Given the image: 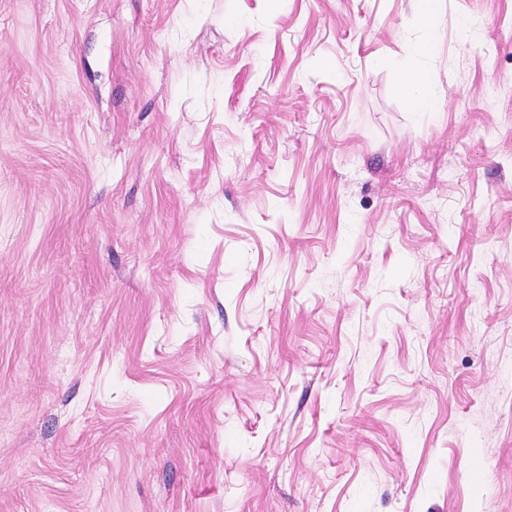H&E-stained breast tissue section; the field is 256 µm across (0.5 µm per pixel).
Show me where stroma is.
I'll use <instances>...</instances> for the list:
<instances>
[{
  "instance_id": "obj_1",
  "label": "stroma",
  "mask_w": 512,
  "mask_h": 512,
  "mask_svg": "<svg viewBox=\"0 0 512 512\" xmlns=\"http://www.w3.org/2000/svg\"><path fill=\"white\" fill-rule=\"evenodd\" d=\"M0 512H512V0H0ZM402 91L410 97L421 111H429L435 103L433 84L429 73L422 69H413L402 74Z\"/></svg>"
}]
</instances>
